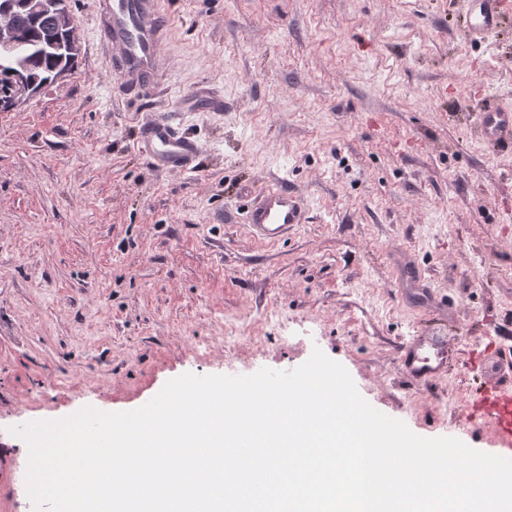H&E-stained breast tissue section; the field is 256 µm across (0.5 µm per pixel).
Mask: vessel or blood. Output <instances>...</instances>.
<instances>
[{"instance_id":"b4317fda","label":"vessel or blood","mask_w":512,"mask_h":512,"mask_svg":"<svg viewBox=\"0 0 512 512\" xmlns=\"http://www.w3.org/2000/svg\"><path fill=\"white\" fill-rule=\"evenodd\" d=\"M467 38L494 30L507 14L506 0H465ZM95 40L109 62L112 82L139 97L154 94L168 84L171 61L164 51L169 37L165 0H94ZM476 125L485 139L512 145V106L480 110ZM161 169L183 172L194 168L200 152L197 142L184 137L164 114L148 118L138 142ZM310 207L301 195L269 186L249 207L244 220L253 234L268 242L280 241L293 227L307 223ZM448 338L442 330L416 335L404 343L398 363L410 381L420 385L442 374L447 365ZM488 414L495 423L505 454H512V370L490 398Z\"/></svg>"}]
</instances>
